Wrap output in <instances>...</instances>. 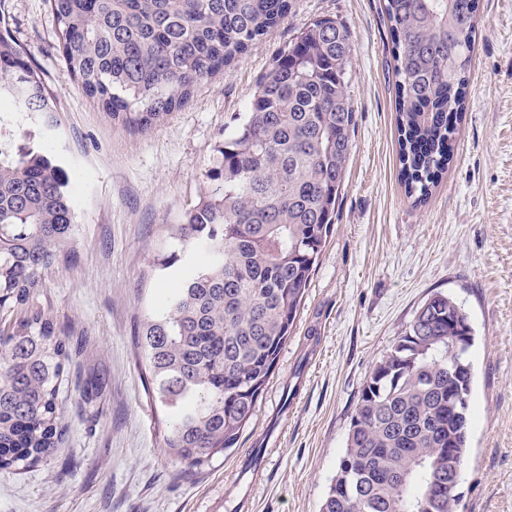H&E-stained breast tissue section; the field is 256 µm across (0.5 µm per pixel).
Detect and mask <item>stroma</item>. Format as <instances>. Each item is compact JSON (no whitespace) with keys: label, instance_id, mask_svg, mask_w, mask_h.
Listing matches in <instances>:
<instances>
[{"label":"stroma","instance_id":"obj_1","mask_svg":"<svg viewBox=\"0 0 512 512\" xmlns=\"http://www.w3.org/2000/svg\"><path fill=\"white\" fill-rule=\"evenodd\" d=\"M383 0H293L288 17L190 102L141 130L112 119L66 73L49 0H0V33L24 51L57 107L42 136L65 168L76 260L42 302L83 349L62 403L67 439L25 470L0 471V512H320L362 386L433 293L474 332L469 455L460 512H512V0H479L453 161L425 204L399 181L395 74ZM352 39V148L322 251L269 383L235 448L202 469L172 461L146 403L133 337L173 287L154 264L170 225L209 191L224 131L258 79L313 20ZM102 380L85 403L88 377Z\"/></svg>","mask_w":512,"mask_h":512}]
</instances>
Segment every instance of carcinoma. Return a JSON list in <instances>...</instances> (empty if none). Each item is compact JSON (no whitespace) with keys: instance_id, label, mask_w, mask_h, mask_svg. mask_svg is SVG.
Segmentation results:
<instances>
[{"instance_id":"1","label":"carcinoma","mask_w":512,"mask_h":512,"mask_svg":"<svg viewBox=\"0 0 512 512\" xmlns=\"http://www.w3.org/2000/svg\"><path fill=\"white\" fill-rule=\"evenodd\" d=\"M67 73L114 119L147 129L182 108L283 21L292 0H49ZM477 0H384L397 85L400 174L425 202L448 170L464 111ZM349 29L311 22L261 78L205 176L210 191L156 263L178 286L135 336L163 447L202 468L234 447L288 341L331 232L351 151ZM56 107L0 35V470L34 467L67 433L60 393L81 343L42 304L45 274L73 254L69 180L39 143ZM464 308L435 293L369 373L320 512H460L454 480L468 452L473 366L449 337L473 336ZM459 360L448 415V364Z\"/></svg>"}]
</instances>
